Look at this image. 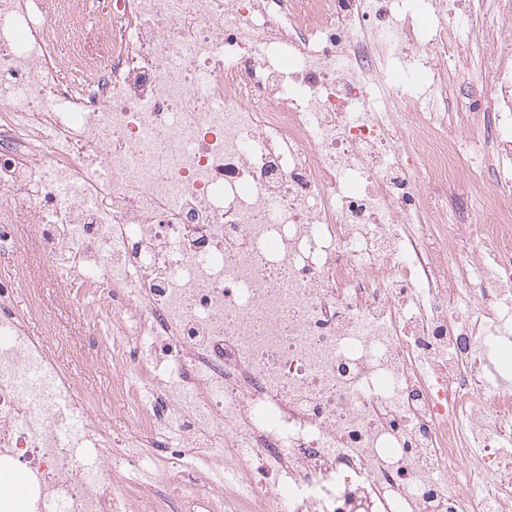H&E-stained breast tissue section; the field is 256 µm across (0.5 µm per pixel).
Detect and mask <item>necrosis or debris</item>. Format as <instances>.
I'll use <instances>...</instances> for the list:
<instances>
[{
    "mask_svg": "<svg viewBox=\"0 0 512 512\" xmlns=\"http://www.w3.org/2000/svg\"><path fill=\"white\" fill-rule=\"evenodd\" d=\"M426 9L0 0V463L31 512H512V0Z\"/></svg>",
    "mask_w": 512,
    "mask_h": 512,
    "instance_id": "necrosis-or-debris-1",
    "label": "necrosis or debris"
}]
</instances>
